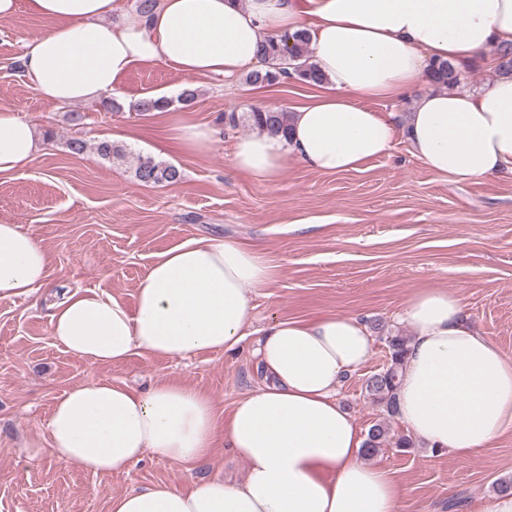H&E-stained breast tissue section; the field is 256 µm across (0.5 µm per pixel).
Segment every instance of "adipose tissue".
Returning a JSON list of instances; mask_svg holds the SVG:
<instances>
[{
	"label": "adipose tissue",
	"instance_id": "1",
	"mask_svg": "<svg viewBox=\"0 0 512 512\" xmlns=\"http://www.w3.org/2000/svg\"><path fill=\"white\" fill-rule=\"evenodd\" d=\"M115 7L116 0H0V20L24 11L56 23L25 38L20 57L26 83L45 103L109 99L136 67L233 79L259 65L264 40L304 31L324 80L291 112L287 137L239 138L235 169L261 185L277 184L292 161L339 174L387 154L402 137L419 162L455 182L512 171V76L466 92H417L402 127L364 105L417 91L432 62L486 59L512 44V0H158L151 14L119 24L110 21ZM168 139L182 153L204 155L215 131L184 116ZM39 153L31 122L1 106L0 176L25 172ZM51 262L38 237L0 221V301L33 297ZM274 277L257 245L191 238L156 256L134 307L78 290L53 307L50 332L93 364L231 350L246 336L252 291ZM397 319L412 332L396 395L405 432L467 458L512 429V358L474 328L459 295L417 290ZM372 344L353 315L273 321L254 349L263 385L222 419L208 394L176 380L145 391L112 381L72 387L46 422L50 454L95 475L117 474L149 453L189 466L222 441L246 464L241 483L215 474L188 487L133 489L112 497L110 512H397L400 485L367 461L361 432L337 399L344 373Z\"/></svg>",
	"mask_w": 512,
	"mask_h": 512
}]
</instances>
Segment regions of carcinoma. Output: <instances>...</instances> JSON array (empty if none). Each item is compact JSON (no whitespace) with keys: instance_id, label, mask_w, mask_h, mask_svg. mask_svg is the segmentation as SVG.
<instances>
[{"instance_id":"obj_1","label":"carcinoma","mask_w":512,"mask_h":512,"mask_svg":"<svg viewBox=\"0 0 512 512\" xmlns=\"http://www.w3.org/2000/svg\"><path fill=\"white\" fill-rule=\"evenodd\" d=\"M262 67L248 72L244 82L255 87H265L283 79L293 77L306 84L315 86L323 81L319 69L310 63L308 37L303 32L285 34L272 38L261 45ZM496 72L500 75H512V45L499 46L496 49ZM428 80L440 88H452L458 84L460 73L456 66L448 61L433 62L427 69ZM170 101L165 98H143L134 109L144 114L163 111ZM289 112L273 106L254 107L248 112V121L255 129L273 136L288 134ZM135 177L144 185L173 184L181 179V172L173 165L158 162L151 157L137 156ZM409 339L399 333L386 336L389 351L388 366L368 378L365 391L371 400L379 405L387 417L377 421L367 431L364 441L365 453L372 458L384 448L392 446L405 449L413 447V440L407 435L396 436L391 433L387 418L397 415L396 390L399 384V370L403 363Z\"/></svg>"}]
</instances>
